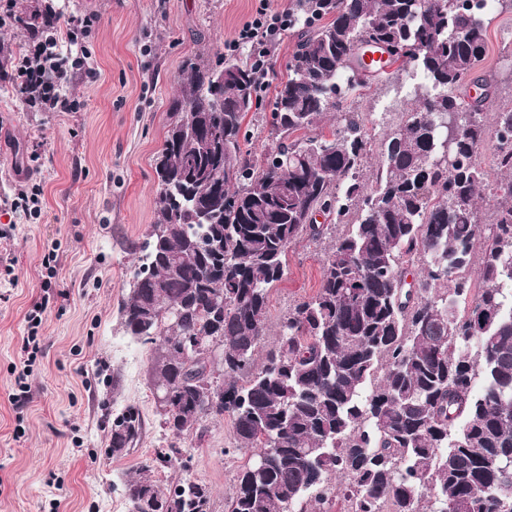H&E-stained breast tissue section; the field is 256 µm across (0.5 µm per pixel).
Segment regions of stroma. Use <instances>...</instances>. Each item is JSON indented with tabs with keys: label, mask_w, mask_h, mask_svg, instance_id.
<instances>
[{
	"label": "stroma",
	"mask_w": 512,
	"mask_h": 512,
	"mask_svg": "<svg viewBox=\"0 0 512 512\" xmlns=\"http://www.w3.org/2000/svg\"><path fill=\"white\" fill-rule=\"evenodd\" d=\"M11 2L13 22L0 42L22 56L27 20L44 0ZM62 18L98 15L83 43L96 80L76 75L65 94L75 112H29L0 67V512H129L127 481L161 488L198 480L211 490L208 512H227L241 465L251 456L230 419L207 420L181 435L164 427L151 383L148 346L124 332L119 307L133 281L139 248L154 221V160L162 146L169 102L183 62L215 65L224 42L250 20L258 0H51ZM512 8L493 11L487 53L473 85L489 81L499 100H512ZM408 73L356 98L376 135L400 124L413 106ZM39 155L41 212L11 209L26 166ZM334 241H300L288 270L269 295L267 326L320 285L321 259ZM57 268L44 282L45 260ZM51 302L39 330L41 355L29 378L23 410L11 402L13 367L27 335L26 316L43 293ZM136 406L144 420L139 443L121 456L109 450L113 416ZM179 448L172 466L159 450Z\"/></svg>",
	"instance_id": "35a3bbf8"
}]
</instances>
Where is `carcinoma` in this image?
<instances>
[{"label": "carcinoma", "mask_w": 512, "mask_h": 512, "mask_svg": "<svg viewBox=\"0 0 512 512\" xmlns=\"http://www.w3.org/2000/svg\"><path fill=\"white\" fill-rule=\"evenodd\" d=\"M293 14L299 40L261 157L243 133L261 105L252 64L190 59L177 76L155 220L119 308L125 332L151 345L165 425L181 434L226 415L256 450L228 512H327L336 497L347 512H512V101L493 100L489 84L470 102L455 94L486 53L485 21L466 0H297ZM369 41L406 48L402 69L420 78L415 107L381 139L370 189L365 117L347 97L384 78L358 52ZM492 139L494 185L480 163ZM338 226L316 293L268 342L288 249ZM191 336L224 349L215 405L194 384L205 358L181 350ZM142 429L138 408L118 413L112 454ZM149 492L168 512L210 501L191 480L127 485L131 503Z\"/></svg>", "instance_id": "carcinoma-1"}]
</instances>
